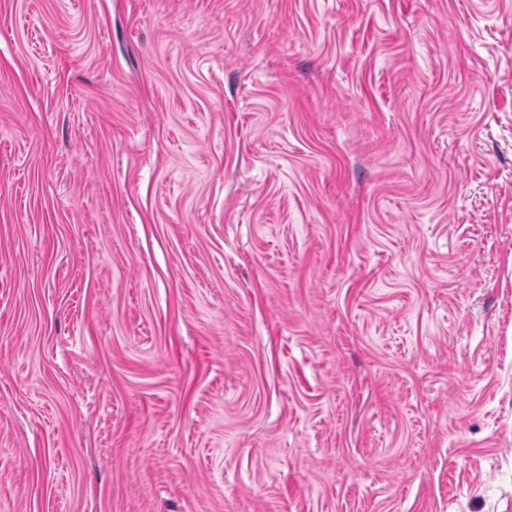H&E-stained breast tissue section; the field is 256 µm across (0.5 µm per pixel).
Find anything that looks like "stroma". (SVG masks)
<instances>
[{
    "mask_svg": "<svg viewBox=\"0 0 512 512\" xmlns=\"http://www.w3.org/2000/svg\"><path fill=\"white\" fill-rule=\"evenodd\" d=\"M0 512H512V0H0Z\"/></svg>",
    "mask_w": 512,
    "mask_h": 512,
    "instance_id": "1",
    "label": "stroma"
}]
</instances>
